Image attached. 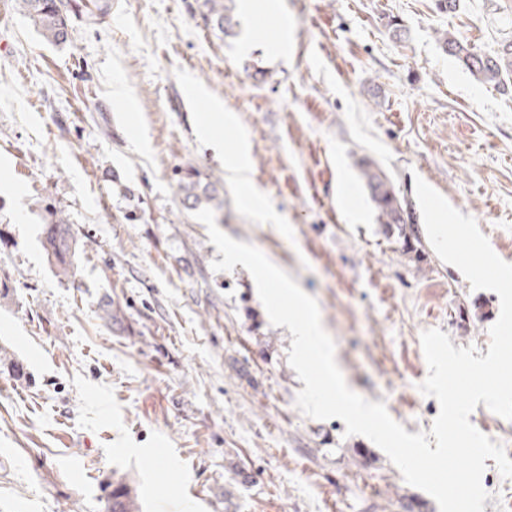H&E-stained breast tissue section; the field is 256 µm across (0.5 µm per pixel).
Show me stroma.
Here are the masks:
<instances>
[{"mask_svg": "<svg viewBox=\"0 0 512 512\" xmlns=\"http://www.w3.org/2000/svg\"><path fill=\"white\" fill-rule=\"evenodd\" d=\"M86 2L55 44L0 0V348L24 370L0 366V512H111L115 476L142 512H439L370 440L297 408L290 331L245 268L212 269L179 177L198 168L218 227L316 299L348 386L430 431L422 332L487 353L500 300L385 233L359 162L410 203L424 179L512 263V92L437 44L497 50L512 0H284V59L243 50L269 20L242 0L226 34L195 0ZM216 106L236 121L212 140L198 117ZM240 140L266 211L224 168ZM56 211L85 244L69 278L42 247Z\"/></svg>", "mask_w": 512, "mask_h": 512, "instance_id": "stroma-1", "label": "stroma"}]
</instances>
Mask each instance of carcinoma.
<instances>
[{
	"mask_svg": "<svg viewBox=\"0 0 512 512\" xmlns=\"http://www.w3.org/2000/svg\"><path fill=\"white\" fill-rule=\"evenodd\" d=\"M21 5L45 39L58 44L69 41L70 3L63 0H21ZM199 9L205 24L213 29L224 34L231 28V19L224 14V0H201ZM438 42L442 51L461 63L477 81L504 91L512 86L511 41L502 43L492 54L476 51L467 41L451 32L444 33L438 38ZM360 168L380 223L387 230L397 232V236L403 239L406 250H414L406 232V225L413 223L408 204L396 195L390 179L374 161L363 159ZM179 188L184 200L191 203L193 208L216 199L211 184L195 168H188L183 172ZM43 247L48 258L53 261L58 275H73L79 259V246L63 216L57 213L52 215L44 232ZM111 486L112 512H139L137 498L124 479L112 480Z\"/></svg>",
	"mask_w": 512,
	"mask_h": 512,
	"instance_id": "obj_1",
	"label": "carcinoma"
}]
</instances>
